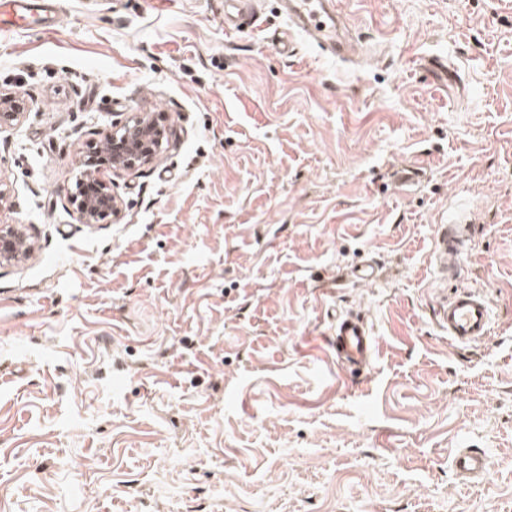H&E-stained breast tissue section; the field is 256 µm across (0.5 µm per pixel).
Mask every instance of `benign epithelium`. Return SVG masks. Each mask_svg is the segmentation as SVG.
Here are the masks:
<instances>
[{
    "mask_svg": "<svg viewBox=\"0 0 512 512\" xmlns=\"http://www.w3.org/2000/svg\"><path fill=\"white\" fill-rule=\"evenodd\" d=\"M14 104L11 97L0 96V126H14L23 118L20 110L9 111ZM169 143L168 125L158 115H133L123 122L112 124V131L104 138L102 146L109 151L114 175L132 171L152 164ZM86 170L80 176V182L86 185V191L77 200V213L85 224H93L103 210L115 212L119 209V200L112 193V181L101 177L95 181L87 180L91 164H85ZM27 238L16 224L0 225V265L11 264L26 257L30 249L21 247Z\"/></svg>",
    "mask_w": 512,
    "mask_h": 512,
    "instance_id": "benign-epithelium-1",
    "label": "benign epithelium"
}]
</instances>
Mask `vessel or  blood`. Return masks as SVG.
I'll return each instance as SVG.
<instances>
[{
    "instance_id": "vessel-or-blood-1",
    "label": "vessel or blood",
    "mask_w": 512,
    "mask_h": 512,
    "mask_svg": "<svg viewBox=\"0 0 512 512\" xmlns=\"http://www.w3.org/2000/svg\"><path fill=\"white\" fill-rule=\"evenodd\" d=\"M287 26L276 40L286 49L294 37H301L321 54L348 60L354 43L347 34L346 19L336 0H282ZM57 0H0V35L17 30L53 31L57 17ZM466 227L462 224L438 225L433 260L440 274L456 276L463 256ZM438 325L452 346L479 343L492 331L491 302L469 288L455 290L441 301L437 310ZM332 346L339 362L355 370L365 368L376 351V338L366 320L357 314L337 317L331 330ZM453 467L466 476L486 473L489 461L484 452L467 448L458 451Z\"/></svg>"
}]
</instances>
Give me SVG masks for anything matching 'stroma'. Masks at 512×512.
<instances>
[{"instance_id":"1","label":"stroma","mask_w":512,"mask_h":512,"mask_svg":"<svg viewBox=\"0 0 512 512\" xmlns=\"http://www.w3.org/2000/svg\"><path fill=\"white\" fill-rule=\"evenodd\" d=\"M59 2L0 40V224L33 245L0 266V512H512V0H337L347 62L276 50L280 0L239 33L224 0ZM136 113L172 143L102 169L121 211L82 223V162ZM462 286L492 333L452 348ZM466 224H439L434 237L433 260L445 279L457 275L463 256ZM438 325L448 334L454 347L474 345L491 335V302L483 293L459 288L441 301L437 310ZM332 346L336 359L354 370H362L376 351V338L367 321L359 314H345L336 318L331 329ZM453 467L463 475L477 476L486 473L489 461L484 452L467 448L454 455Z\"/></svg>"}]
</instances>
